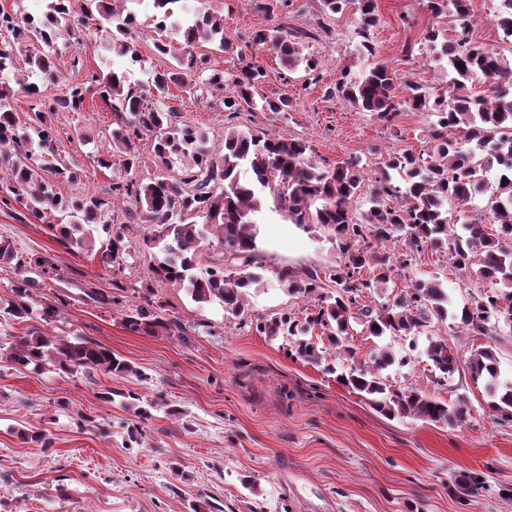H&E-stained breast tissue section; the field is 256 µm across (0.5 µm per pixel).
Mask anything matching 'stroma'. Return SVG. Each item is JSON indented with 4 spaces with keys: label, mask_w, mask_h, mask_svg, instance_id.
Segmentation results:
<instances>
[{
    "label": "stroma",
    "mask_w": 512,
    "mask_h": 512,
    "mask_svg": "<svg viewBox=\"0 0 512 512\" xmlns=\"http://www.w3.org/2000/svg\"><path fill=\"white\" fill-rule=\"evenodd\" d=\"M376 3L379 21L365 33L353 5L328 17L321 0H190L200 12L224 20L230 49L203 46L210 68L230 75L240 58H256L265 70L259 95L288 96L292 107L277 114L248 107L233 113L199 84L176 101L179 121L203 129L216 149L225 128L261 131L305 141L323 164L359 161L371 175L391 155L426 152L433 114L404 110L387 124L336 94L342 71L357 77L377 64L434 95L448 79L425 39L430 28H448L447 17H432L423 0ZM499 5L500 0H472L471 36L506 52L512 45L492 24ZM123 8L137 18L138 62L109 50L110 22H91L88 36L61 34L56 81L42 82L40 96L21 90L14 95L19 134L28 132L40 100L66 96L76 75L120 69L140 91L151 89L155 71L173 65V58L153 52L154 42L165 37L153 21L154 8L136 0H125ZM275 26L308 32L303 53L317 61V71L303 65L287 69L253 44L256 31ZM365 40L373 54L363 53ZM47 121L55 131V155L76 175L75 181L58 183V192L114 201V172L99 160L111 156L112 132L121 118L96 98L80 111L49 114ZM65 221L50 210L34 215L25 203L0 193V241L10 243L21 261L0 268V304L12 299L14 282L26 278L35 285V301L60 309L50 321L1 318L0 344L33 331L78 334L109 346L141 374L63 379L52 371L37 374L0 363V512H512V422L491 415L489 395L467 372L438 384L424 354L432 339L445 341L463 359L489 347L502 379L512 381V329L479 337L461 331L452 314L484 283L460 275L446 254L426 251L409 276L441 282L449 319L433 322L411 342L355 334L346 340L355 356L330 349L315 364L290 358L283 338L238 327L221 306H199L184 291L152 279L162 253L145 243L143 225L128 222L131 254L117 270L62 243L54 227ZM257 228L262 283L248 292V318L265 320L284 310L302 315L312 309V299L290 295L277 274L302 277L337 265L338 240L327 228L307 231L289 224L270 197ZM39 257L44 265H36ZM146 285L167 319L180 321L181 334L126 328L123 315L136 302L133 291ZM95 291L123 295L124 302L100 304L91 297ZM379 349L411 356L408 364L384 370L387 382L465 404L464 422L386 418L324 369L328 363L350 366ZM109 389L118 391V399H100ZM125 393L151 404L149 419L135 422L133 409L121 399ZM81 414L95 418L96 426L78 429ZM133 422L140 427L134 445L127 436ZM22 429L49 430L53 453L24 443Z\"/></svg>",
    "instance_id": "35a3bbf8"
}]
</instances>
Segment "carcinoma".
Returning <instances> with one entry per match:
<instances>
[{
    "label": "carcinoma",
    "mask_w": 512,
    "mask_h": 512,
    "mask_svg": "<svg viewBox=\"0 0 512 512\" xmlns=\"http://www.w3.org/2000/svg\"><path fill=\"white\" fill-rule=\"evenodd\" d=\"M178 2L154 0L158 28L169 29L182 39L177 66L154 77L155 102L149 104L144 94L125 87V73L114 70L104 77L88 74L72 84L64 98L52 100L47 107L49 112L59 106L77 112L87 96L97 95L112 103L113 110L129 114L127 129L112 133V155L118 156L123 176L141 163L135 142L143 137L152 140L153 154L167 172L146 183L118 182L114 190L125 192L129 204L149 224L152 234L145 241L163 244L155 275L184 290L198 304L220 303L225 318L237 321L241 328L253 326L267 336L296 337L288 349L290 356L317 363L322 350L306 338L315 328L339 347L354 323L368 336L406 340L425 332L433 318H447L448 292L435 280H414L393 301L380 305L372 302L377 288L416 267L430 248L446 253L449 263L467 275L472 266H478L477 275L490 288L464 304L457 319L470 336L498 335L503 323L501 301L512 299V58L470 40L471 0H427L432 16L452 17L453 36L439 29L427 35L452 74L447 93L432 96L414 81L400 83L383 64L357 78L343 73L337 80L339 97L381 121L390 123L403 110L438 116L429 130L428 153L406 152L392 157L388 168L399 172L401 182L396 184L387 176L376 180L373 206L359 218L349 209L351 199L366 188V176L358 164L343 162L326 167L311 159L309 146L301 140L242 132L234 127L224 130L223 154L217 158L207 146L204 132L174 121L177 109L166 104L164 94L172 85L186 93L194 88L192 73L205 72L202 54L196 50L205 44L229 49L223 19L210 14L184 19L174 8ZM500 2L502 9L493 23L502 31L503 41L512 44V0ZM358 3L364 35L378 22L376 0ZM95 12L115 22L112 52L138 60L131 43L135 14L124 15L107 6L105 0H86L82 13L77 14L69 0H51L49 12L42 18L0 11V32L11 36L0 43V73L16 69L19 53L31 70L45 79L54 78L51 52L59 32L76 34ZM308 37L306 32L288 34L275 27L256 32L252 41L272 49L284 67L292 69L304 61L308 70L314 71L317 62L303 60L301 39ZM262 77L261 64L251 61L237 70L229 83L222 70L211 71L202 82L211 93L224 94V107L236 112L244 105H256L253 93ZM13 97L10 87L0 89V191L25 201L35 214L44 209L70 214V223L56 226L62 242L74 250H94L90 225L105 216L108 202L96 195L68 199L56 193L54 179H71L73 172L47 160L36 163L35 150L51 144L52 128L46 116L40 115L33 134L20 136ZM175 160L180 167L172 175L168 169ZM494 168L497 176L491 184L488 173ZM482 188L489 191L488 212L472 214L462 225L463 233H457L448 204L466 206ZM267 194L280 204L290 223L306 229L331 227L340 240L343 261L339 265L311 271L301 279L286 271L277 273L278 280L288 284L290 294L314 299V310L302 320L290 312L266 321L246 318L245 290L262 281L253 268L259 252L257 214ZM387 198L392 203H386ZM126 229L127 225L120 224L101 245V263L109 266L131 251ZM388 240L400 243L401 248L383 255L375 244ZM213 246L222 250V263L200 269L203 248ZM12 291V300L0 308V313L23 321L34 312L29 280H19ZM150 293L152 290H147L143 303L125 316L127 328L147 334L158 329L182 332L180 325L164 318V309ZM425 355L438 371L439 383H447L448 377L463 366L473 380H485L494 397L490 409L499 420L512 421V381L500 379L492 350H478L464 360L452 353L446 342L432 340ZM3 361L41 370L51 366L73 378L136 373L102 343L37 331L0 346ZM393 363L390 351L378 350L371 356V364L341 373L337 379L362 393L386 416L413 415L444 423L464 420L467 411L462 404L389 384L381 372ZM19 437L46 450L54 446V438L46 430H21Z\"/></svg>",
    "instance_id": "cac0c4a2"
}]
</instances>
